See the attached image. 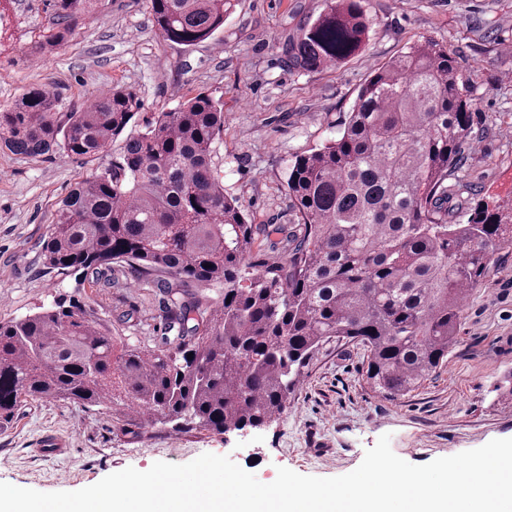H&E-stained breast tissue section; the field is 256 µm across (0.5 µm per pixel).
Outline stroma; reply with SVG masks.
<instances>
[{
  "mask_svg": "<svg viewBox=\"0 0 512 512\" xmlns=\"http://www.w3.org/2000/svg\"><path fill=\"white\" fill-rule=\"evenodd\" d=\"M70 41L44 60L31 47L48 27L52 0H14L0 22V108L27 89L51 88L71 111L112 88L134 91L143 127L180 97L206 92L224 101L217 163L224 191L255 224H294L285 193L296 157L333 138L372 70L429 37L454 54L474 87L475 129L462 173L472 193L512 190V0H364L373 21L364 51L302 72L284 44L300 38L325 0H239L213 39L163 41L148 0H102ZM120 149L92 158H37L0 149V322L64 301L84 307L118 344L162 347L167 298L127 265L99 274L60 272L43 244L74 184L111 167ZM363 353L329 344L302 370L288 408L271 424L223 436L191 425H141L98 407L42 400L22 407L0 431V482L41 492L76 491L128 467L188 463L227 455L263 483L278 467L335 477L356 469L382 435L414 465L512 438V248L495 256L468 297L448 360L415 391L389 398L364 380ZM63 450L43 447L46 436Z\"/></svg>",
  "mask_w": 512,
  "mask_h": 512,
  "instance_id": "1",
  "label": "stroma"
}]
</instances>
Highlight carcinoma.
I'll list each match as a JSON object with an SVG mask.
<instances>
[{"instance_id":"1","label":"carcinoma","mask_w":512,"mask_h":512,"mask_svg":"<svg viewBox=\"0 0 512 512\" xmlns=\"http://www.w3.org/2000/svg\"><path fill=\"white\" fill-rule=\"evenodd\" d=\"M102 0H54L32 48L65 45ZM237 0H150L164 41L195 45L224 28ZM362 0H326L286 49L312 72L361 51ZM472 84L448 48L425 38L374 70L339 135L296 157L287 180L298 224H252L224 193L214 158L224 103L182 98L142 130L135 94L112 89L74 112L32 87L0 110V146L29 157H91L121 135L120 161L76 183L44 242L52 269L125 262L169 297L174 341L117 346L87 310L58 303L0 323V430L29 401L57 399L183 421L222 433L260 428L288 408L306 360L336 339L363 351L365 383L390 398L417 389L457 342L463 304L498 252L512 247V198H464L448 184L473 144ZM461 210L464 224L448 223ZM282 235V255L249 262L256 237ZM221 285L201 308L187 282ZM193 358H187L188 354Z\"/></svg>"}]
</instances>
